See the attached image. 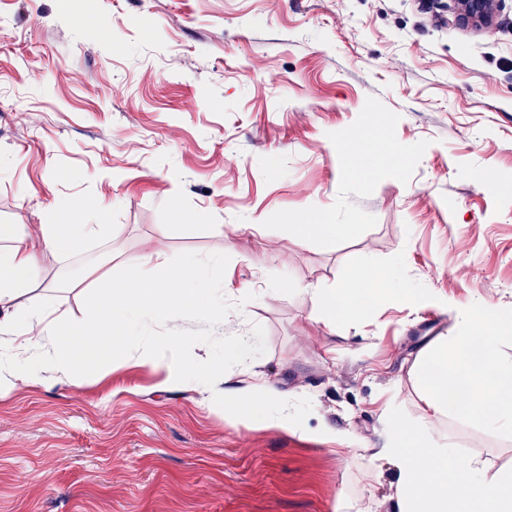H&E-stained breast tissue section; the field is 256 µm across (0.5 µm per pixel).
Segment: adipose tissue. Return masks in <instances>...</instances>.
Instances as JSON below:
<instances>
[{
	"label": "adipose tissue",
	"instance_id": "ef3b65f1",
	"mask_svg": "<svg viewBox=\"0 0 512 512\" xmlns=\"http://www.w3.org/2000/svg\"><path fill=\"white\" fill-rule=\"evenodd\" d=\"M41 231L44 244L52 250H71L100 234L96 224H45ZM0 239L8 240V247L0 249V309L8 311V319L0 321V393L11 390L17 382L33 379L38 373L51 372L74 387L82 386L86 370L72 359L73 351L95 353L101 350L110 355L125 354L134 338L128 327L134 319L166 317L190 309L212 315L210 294L214 287L224 285V260L212 257L206 261L175 257L156 250L131 261L121 285L112 290L100 305L94 326L74 325L64 346L35 356L13 354L14 344L34 346L54 340L58 332L56 320L15 307V299L34 282L38 273L36 253L30 246L26 226H0ZM164 268L165 280L156 277L157 268ZM312 294L320 318L327 323L336 320L363 321L377 305L380 295L370 275L369 264H360L350 282L340 288H316ZM37 322L39 331L34 336L18 332L22 324ZM182 337L142 346L143 362L166 365L171 381H184L191 372L189 365L176 362L175 357L184 347ZM225 406L233 421L238 423H265L292 425L296 422L293 406L281 402L269 382L262 381L247 392L228 395Z\"/></svg>",
	"mask_w": 512,
	"mask_h": 512
}]
</instances>
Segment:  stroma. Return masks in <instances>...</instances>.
Segmentation results:
<instances>
[{
  "label": "stroma",
  "instance_id": "1",
  "mask_svg": "<svg viewBox=\"0 0 512 512\" xmlns=\"http://www.w3.org/2000/svg\"><path fill=\"white\" fill-rule=\"evenodd\" d=\"M0 0V225L25 224L39 274L23 308L59 334L155 248L223 256L212 323L185 336L195 380L129 358L73 387L0 394V512H397L379 458L393 407L418 418L419 358L472 302L512 307V0ZM375 143L369 167L340 148ZM90 204L103 232L50 250L41 225ZM326 211L349 237L307 243ZM371 261L395 278L363 324L316 318L308 284ZM276 286L275 298L265 291ZM256 337L224 358L225 335ZM263 376L293 426L238 424L224 393ZM344 432L345 449L327 427ZM437 434L512 468V439L447 416Z\"/></svg>",
  "mask_w": 512,
  "mask_h": 512
}]
</instances>
